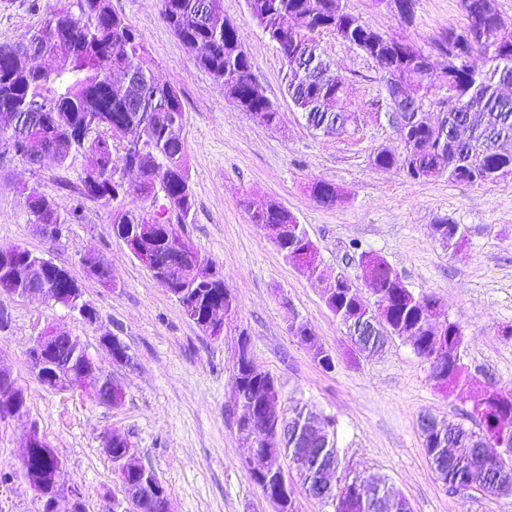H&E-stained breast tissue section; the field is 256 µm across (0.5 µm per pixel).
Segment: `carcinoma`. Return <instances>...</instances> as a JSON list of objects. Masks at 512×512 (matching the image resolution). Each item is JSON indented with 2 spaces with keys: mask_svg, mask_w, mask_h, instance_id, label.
<instances>
[{
  "mask_svg": "<svg viewBox=\"0 0 512 512\" xmlns=\"http://www.w3.org/2000/svg\"><path fill=\"white\" fill-rule=\"evenodd\" d=\"M161 16L182 45L193 53L225 95L238 108H255L265 115V124L275 126L278 112L252 74L253 61L245 49L239 30L230 23H217L223 0H160ZM329 0H246L250 17L268 39L279 48L287 68L286 90L306 125L326 134L344 131L346 108L336 109V76L330 63L318 52L313 34L327 31L356 46L375 40L368 57L386 72L394 69L413 83L421 99V111L409 113L397 131L401 151L380 150L373 157L375 167H399L413 179L448 174V180L481 184L512 177V99L500 92L504 78H512V25L499 22L500 14L490 0H475L488 9L485 39L471 42L468 23L448 27L441 42L453 50L480 54L489 64L486 70L469 65L448 73L447 97H435L430 73L415 59H400L392 42L360 18L327 6ZM37 47L51 57L54 65L38 70L31 65L26 47ZM437 106L442 111L445 132L428 126L423 110ZM184 112L176 88L156 81L154 65L137 30L112 10L111 0H78V13H48L34 30L11 43L0 44V141L11 144L15 155L57 169L68 167L76 154L87 158L93 181H83L81 196L109 203L123 192V176L135 171L141 180V194L148 198L155 188L164 191L169 210L183 224L195 200L185 165ZM123 153L113 156V143ZM322 204L333 205L341 194L330 183L320 181L313 188ZM32 224H55L66 229L82 219V202L62 211L56 202L35 190L24 201ZM244 206L253 224L288 225L280 251L294 267L313 276L317 273V251L304 225L284 207L271 200H248ZM164 212L149 214L132 206L112 212L111 224L125 225L128 236L139 238L151 231L165 234ZM468 236L460 224H446L440 242L456 247ZM9 277L0 274V293L22 288H43L58 293L79 287L72 277L56 272L52 260L23 245L7 248ZM353 261L367 270L371 288L382 295L384 304L370 305L347 280L334 291L322 289L326 307L355 336L358 326L371 324L378 341L366 346L356 343L368 357L380 353L386 343L400 339L413 352L430 362L431 371L448 366L435 352L432 318L440 310L432 295H417L404 284L399 273L374 252L362 251ZM224 275L208 288H198L194 280L181 283L185 298H196V306L178 302L183 315L199 323L204 301L223 295ZM290 333L310 341L313 356L325 352L307 324L292 316ZM444 336L448 349L462 352L464 334L459 324L446 321ZM441 388L475 386L477 378L463 360L451 366L448 377L437 381ZM512 402L508 410L479 406L466 412L463 421L437 426V446L427 448L438 478L448 492L467 489L490 495H511L512 475L493 484L494 469L508 448L512 449ZM299 427L298 436L287 441L283 454L292 458L304 450L309 423L320 425L317 451L309 467L301 471L304 484L311 485L335 470V495L351 498V512H400L399 492L390 484L365 483L364 493L351 489L362 483L348 478L345 457L340 449L338 424L334 417L316 418L296 408L289 417Z\"/></svg>",
  "mask_w": 512,
  "mask_h": 512,
  "instance_id": "obj_1",
  "label": "carcinoma"
}]
</instances>
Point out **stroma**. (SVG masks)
I'll return each mask as SVG.
<instances>
[{"mask_svg":"<svg viewBox=\"0 0 512 512\" xmlns=\"http://www.w3.org/2000/svg\"><path fill=\"white\" fill-rule=\"evenodd\" d=\"M223 2V18L237 26L254 79L279 114L277 126L254 121L226 97L164 24L160 0H112L113 10L141 34L157 79L180 93L195 195V210L180 232L221 268L235 298L236 313L220 338L188 320L113 236V210L144 202L135 175L126 176L119 199L83 203L78 189L84 155L64 170L0 155V247L21 244L65 266L97 312L96 323L88 324L41 298L8 303L10 328L0 333V366L11 371L27 403L23 418H0V469L11 475L0 483V512L43 510L16 473L32 426L62 463L61 485L80 488L83 512L115 508V465L102 448L104 436L113 432L124 435L155 472L172 512H274L240 465L251 450L236 431L240 413L231 388L243 342L257 370L276 379L278 411L305 403L335 417L346 460L365 479L389 480L413 512H512V495L448 493L423 445L421 415L462 419L474 391L439 389L429 362L398 339L377 357L356 355L326 307L320 284L341 272L362 287L365 273L351 259L354 246L380 255L408 288L438 298L445 316L462 326L469 369L486 372L498 389L512 391V336L504 333L512 326V178L481 185L444 177L414 181L401 169L376 168L379 149H401L385 76L371 58L328 32L315 40L343 75L348 109L358 123L340 135L312 132L286 94L281 55L250 18L246 0ZM341 6L385 36L429 53L434 80L444 85L445 62L437 46L449 27L463 22L459 0H413L409 22L376 0H341ZM77 10V0H0V43L38 27L47 12ZM320 181L342 191L344 202L320 204L312 194ZM33 189L63 210L82 203L81 223L57 240L36 232L23 204ZM247 197L274 200L304 224L318 250L321 279L290 265L271 236L250 222L242 206ZM442 222L468 227L467 241L443 247L433 233ZM89 250L109 266L114 287L86 273L80 257ZM295 315L333 354L334 369L324 370L290 333ZM47 324L79 336L102 373L122 385V405L40 384L28 351ZM107 334L125 345L128 364L113 362L102 344Z\"/></svg>","mask_w":512,"mask_h":512,"instance_id":"stroma-1","label":"stroma"}]
</instances>
